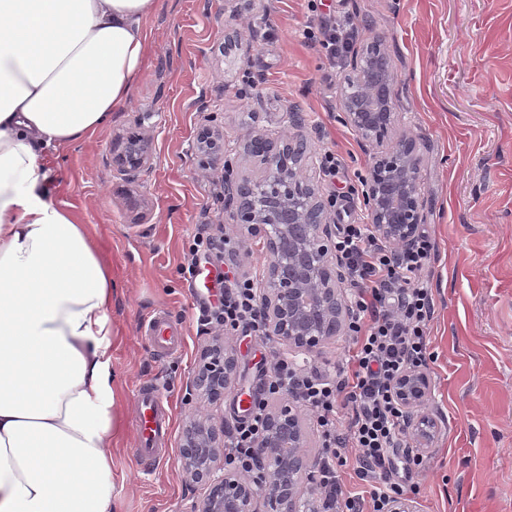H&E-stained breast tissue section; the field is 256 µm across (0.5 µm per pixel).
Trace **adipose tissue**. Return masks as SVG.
I'll list each match as a JSON object with an SVG mask.
<instances>
[{
    "label": "adipose tissue",
    "instance_id": "ef3b65f1",
    "mask_svg": "<svg viewBox=\"0 0 512 512\" xmlns=\"http://www.w3.org/2000/svg\"><path fill=\"white\" fill-rule=\"evenodd\" d=\"M158 0H0V512H113L112 271L50 196L144 72Z\"/></svg>",
    "mask_w": 512,
    "mask_h": 512
}]
</instances>
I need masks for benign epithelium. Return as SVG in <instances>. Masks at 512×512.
<instances>
[{
    "mask_svg": "<svg viewBox=\"0 0 512 512\" xmlns=\"http://www.w3.org/2000/svg\"><path fill=\"white\" fill-rule=\"evenodd\" d=\"M385 40L374 35L356 50L351 73L342 80L339 108L344 122L373 148L362 197L369 223L383 241L410 246L423 223L420 138L398 130L395 85ZM152 113L139 116L135 128L112 150V167L124 176L152 168ZM293 132L274 141L257 131L239 150L255 172L224 177L225 200L232 223L257 239L265 252L258 292L269 336L280 350L307 358L320 354L342 335L349 317L345 274L336 255V226L313 180L304 174L309 155L295 144L307 141L302 122L289 113ZM196 151L214 162L224 161L223 133L204 128ZM238 361L224 337L213 336L203 347L188 395L218 407L236 382ZM395 397L404 416V434L413 451L430 452L442 432L422 408L433 399V381L423 367L409 366L397 378ZM310 434L301 406L289 393L269 411L256 448L260 469L243 476L224 457V419L199 418L185 423L180 439L182 475L191 491H203L187 512H320L314 488H305L317 458L311 456Z\"/></svg>",
    "mask_w": 512,
    "mask_h": 512,
    "instance_id": "7a95c632",
    "label": "benign epithelium"
}]
</instances>
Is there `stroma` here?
Wrapping results in <instances>:
<instances>
[{
	"label": "stroma",
	"mask_w": 512,
	"mask_h": 512,
	"mask_svg": "<svg viewBox=\"0 0 512 512\" xmlns=\"http://www.w3.org/2000/svg\"><path fill=\"white\" fill-rule=\"evenodd\" d=\"M329 14L352 21L355 43L386 39L398 110L424 144V227L434 243L424 276L435 303L428 412L447 431L423 457L418 510L512 512V0H159L126 105L86 141L45 157L53 200L88 225L112 267L114 512H187L192 502L177 439L191 415L210 412L187 398L208 339L182 274L195 226L223 221L240 245L239 273L258 275L264 264L260 242L228 221L222 169L195 151L200 128L223 131L240 173L248 163L238 141L258 130L285 137L289 113H301L312 158L328 148L345 160L335 180L320 177L325 196L370 166L371 150L338 109L351 61L327 75L300 36L312 16ZM144 112L155 161L130 182L112 171V144ZM158 314L182 328L180 349L165 357L143 333ZM226 340L238 358L221 407L231 422L278 347L263 336ZM143 383L168 399L174 437L147 470L136 454Z\"/></svg>",
	"instance_id": "stroma-1"
}]
</instances>
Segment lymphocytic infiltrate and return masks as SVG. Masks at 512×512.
<instances>
[{
    "instance_id": "obj_1",
    "label": "lymphocytic infiltrate",
    "mask_w": 512,
    "mask_h": 512,
    "mask_svg": "<svg viewBox=\"0 0 512 512\" xmlns=\"http://www.w3.org/2000/svg\"><path fill=\"white\" fill-rule=\"evenodd\" d=\"M302 38L318 47L329 68H336L352 48L353 33L335 17L307 23ZM221 227L199 225L185 255V270L196 275L201 263L220 265L233 251ZM434 249L428 232H419L411 248L393 251L366 224H348L336 239V251L348 273L351 354L330 374L297 369L279 359L252 395L247 418L224 427L229 465L249 473L257 468L256 443L268 404L283 391L292 392L312 414L321 451L316 488L326 512H388L395 497L416 496L415 475L423 466L417 455L398 457L403 417L394 383L411 364L426 365L431 354L427 333L434 314L432 291L423 276ZM215 300L202 302L195 315L202 331L221 327L264 335L258 285L253 277H217ZM351 470L359 493H344L340 470Z\"/></svg>"
}]
</instances>
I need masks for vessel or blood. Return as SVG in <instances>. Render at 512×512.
Here are the masks:
<instances>
[{"instance_id":"1","label":"vessel or blood","mask_w":512,"mask_h":512,"mask_svg":"<svg viewBox=\"0 0 512 512\" xmlns=\"http://www.w3.org/2000/svg\"><path fill=\"white\" fill-rule=\"evenodd\" d=\"M146 333L159 354L176 350L181 342L177 329L163 316L157 315L145 324ZM170 419L168 410L155 385L144 384L137 390V454L151 463L159 448L167 441Z\"/></svg>"}]
</instances>
